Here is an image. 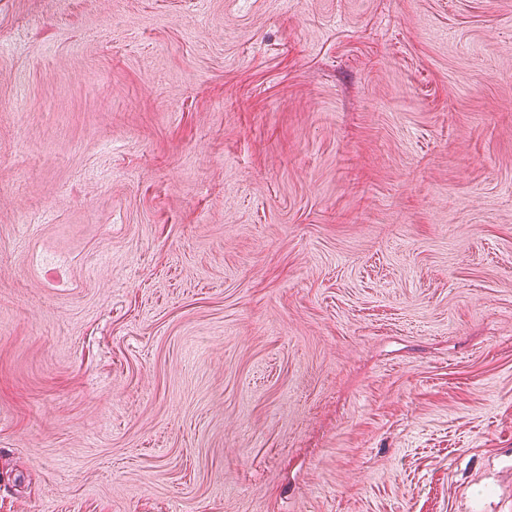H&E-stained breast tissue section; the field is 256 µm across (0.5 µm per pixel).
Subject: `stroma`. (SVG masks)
<instances>
[{"label":"stroma","mask_w":512,"mask_h":512,"mask_svg":"<svg viewBox=\"0 0 512 512\" xmlns=\"http://www.w3.org/2000/svg\"><path fill=\"white\" fill-rule=\"evenodd\" d=\"M0 512H512V0H0Z\"/></svg>","instance_id":"stroma-1"}]
</instances>
